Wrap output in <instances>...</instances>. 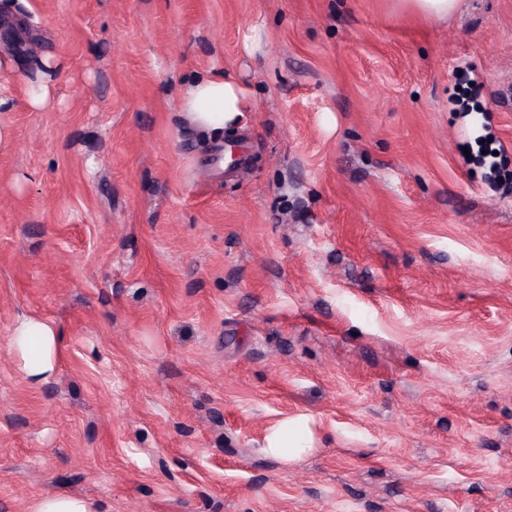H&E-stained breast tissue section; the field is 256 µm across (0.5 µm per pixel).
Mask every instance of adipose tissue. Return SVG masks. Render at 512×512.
Listing matches in <instances>:
<instances>
[{
	"label": "adipose tissue",
	"instance_id": "adipose-tissue-1",
	"mask_svg": "<svg viewBox=\"0 0 512 512\" xmlns=\"http://www.w3.org/2000/svg\"><path fill=\"white\" fill-rule=\"evenodd\" d=\"M179 109L194 129L207 137L220 139L225 130L239 126L248 103L237 81L217 76L192 81L180 97ZM13 344L24 360L28 375L36 380L54 371L62 352L58 330L36 316L17 321ZM309 449L301 424L294 421L283 422L267 437L264 445L267 454L284 461L300 457Z\"/></svg>",
	"mask_w": 512,
	"mask_h": 512
}]
</instances>
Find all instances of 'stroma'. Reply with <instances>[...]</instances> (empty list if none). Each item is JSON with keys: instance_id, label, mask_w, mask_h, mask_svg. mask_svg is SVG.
<instances>
[{"instance_id": "1", "label": "stroma", "mask_w": 512, "mask_h": 512, "mask_svg": "<svg viewBox=\"0 0 512 512\" xmlns=\"http://www.w3.org/2000/svg\"><path fill=\"white\" fill-rule=\"evenodd\" d=\"M0 58V512H512V0H0ZM220 74L248 173L207 180ZM419 14L435 19L448 18L459 5V0H397ZM179 109L194 129L221 139L224 129L239 126L248 112V103L237 81L217 76L192 81L180 97ZM13 344L24 359L27 374L35 380L54 371L62 352V339L55 326L36 316L19 319ZM311 450L309 439L302 433V425L285 421L267 438L264 451L285 462L298 458ZM30 512H94V509L83 498L61 494L36 500Z\"/></svg>"}]
</instances>
